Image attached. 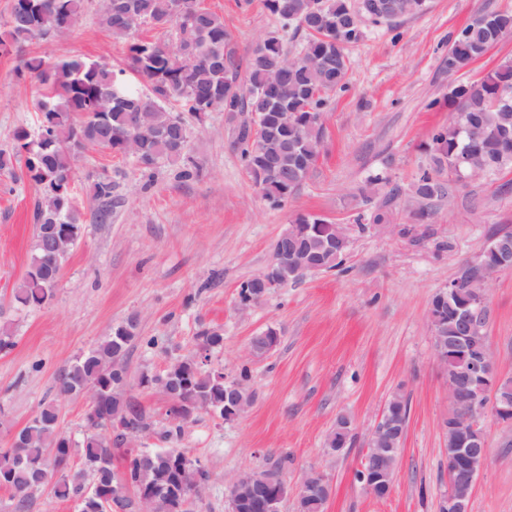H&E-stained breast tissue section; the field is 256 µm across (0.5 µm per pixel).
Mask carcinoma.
Segmentation results:
<instances>
[{
  "label": "carcinoma",
  "instance_id": "obj_1",
  "mask_svg": "<svg viewBox=\"0 0 512 512\" xmlns=\"http://www.w3.org/2000/svg\"><path fill=\"white\" fill-rule=\"evenodd\" d=\"M380 23L424 10L425 0H386ZM83 0H11L7 16L0 19V51L8 52L36 38L68 33L81 13ZM264 7L282 28L306 33L297 60L274 32L251 52L247 81H238L237 47L224 20L200 5V0H103L101 23L124 40L129 68L149 83L152 96L142 97L126 71L107 62L78 57L50 63L35 54L23 64L37 84L38 126L32 131L18 126L12 145L0 150V175L33 185L39 198L31 257L22 280L13 289L15 309H36L51 302L63 263L81 237L83 222L73 195L76 152L100 148L120 157H131L151 171L176 165L184 158L190 129L182 113L200 117L220 109L248 112L251 123L238 128L237 149L252 182L267 200L280 206L305 183L323 146L322 122L327 96L346 84L349 61L345 49L364 37L363 25L349 18L346 0H264ZM177 26L174 46L135 37L138 28L151 24ZM512 36V12L502 11L474 19L456 35L448 50V74L476 60L499 40ZM512 95V58L503 60L479 81L460 82L448 92V125L432 135L426 151L431 166L422 170L408 189L409 199L432 203L448 197L445 173L458 169L483 170L493 175L512 167V110L497 104ZM292 112L288 126L277 120L274 100ZM102 208L96 220L111 213L112 180L95 183ZM297 224L314 228L296 240L299 254L332 270L344 258H335L327 242L335 237L333 223L318 215H301ZM502 252L486 247L477 264L463 275H476L483 266L498 265ZM197 350L178 359L161 373L143 372L142 388L168 393L170 382L180 389L165 410L167 425L161 437L180 441L185 428L202 412L224 417V384L216 371L200 360L224 345L219 328L200 325ZM141 340L138 321L129 317L114 325L93 348L75 358L56 376L61 396L82 394L89 401L81 463H73L74 445L60 427L53 402L40 404L34 417L18 432L22 454L0 448V489L10 494L11 512H29L33 493L52 485L56 498L79 501V512H136L135 495L151 496L152 512H198L186 502L187 489L205 488L210 470L181 448L148 450L153 463L139 455L123 453L125 465L112 468L114 452L122 445L125 430L144 434L154 427L152 416L126 396L129 375L116 377L115 363L126 361L130 348ZM123 410V428L113 427L112 413ZM351 429L344 416L326 437L325 446L336 450L343 432Z\"/></svg>",
  "mask_w": 512,
  "mask_h": 512
}]
</instances>
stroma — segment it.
<instances>
[{
	"mask_svg": "<svg viewBox=\"0 0 512 512\" xmlns=\"http://www.w3.org/2000/svg\"><path fill=\"white\" fill-rule=\"evenodd\" d=\"M223 17L238 48L239 76L247 78L255 46L278 29L263 0H203ZM101 0H86L72 31L21 52L0 55V149L15 127L36 118L30 79L18 76L26 56L125 67L123 44L99 18ZM512 11V0H426V9L389 23L364 21L365 36L350 46L349 82L330 94L326 138L307 181L282 206L266 200L245 172L234 130L238 118L214 111L189 119L186 166L199 177L177 178L176 167L142 171L132 160L84 150L75 160L82 236L64 264L52 302L19 311L12 290L29 262L38 193L28 182L0 176V319L11 322L14 347L0 353V447L34 416L41 402L60 408V426L84 437L85 397H61L57 373L137 317L142 343L128 357V396L153 416L157 428L143 446L161 447L168 398L138 386L140 373L162 372L193 354L200 325L224 332L211 366L227 380H243L254 395L242 417L199 414L180 441L210 469L203 512H229L226 483L242 471H273L297 482L310 465L332 485L325 512H440L448 492V455L442 422L448 392L433 355L427 313L434 295L475 262L494 233L512 231V169L488 178L449 181L448 201L423 223L408 213L405 189L430 160L424 149L449 118L448 91L473 82L512 57V38L449 74L448 47L477 15ZM385 176L377 195L359 189ZM111 178L112 213L97 223L94 184ZM392 210L394 229L371 222L379 206ZM302 214L350 227L340 268L308 274L271 288L249 309L239 307L241 284L262 272L275 240ZM487 335L497 371L512 376V271L488 292ZM279 332L278 345L247 358L253 336ZM155 348H147V338ZM409 406L406 433L390 494L376 498L355 477L370 428L389 397ZM351 419L356 437L341 454L325 438L338 416ZM489 461L473 492L470 512H512V423L486 415Z\"/></svg>",
	"mask_w": 512,
	"mask_h": 512,
	"instance_id": "obj_1",
	"label": "stroma"
}]
</instances>
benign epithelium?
I'll return each mask as SVG.
<instances>
[{
  "instance_id": "obj_1",
  "label": "benign epithelium",
  "mask_w": 512,
  "mask_h": 512,
  "mask_svg": "<svg viewBox=\"0 0 512 512\" xmlns=\"http://www.w3.org/2000/svg\"><path fill=\"white\" fill-rule=\"evenodd\" d=\"M314 262L296 256L288 260L272 256L267 269L253 277L262 290L288 283V277L299 278L313 270ZM512 269V257L496 269H486L463 284L446 285L443 295L453 296L457 288H466V302L458 306L455 318L459 323L458 342L461 354L455 356L458 371L448 377V399L451 411L443 421L448 439V470L464 473V478L448 490L441 512H470L474 486L489 460V448L483 429V418L491 412L502 422H512V400L502 393L503 377L497 372L494 351L487 336L488 290L502 272ZM434 359L443 373H448V341L440 335V308L431 304L428 313ZM252 405L251 396L238 382L224 381V413L230 418L242 416ZM401 411L386 405L379 420L369 432L367 448L356 478L363 489L374 497L387 496L393 487L395 469L390 460L397 452L396 441L403 439ZM331 484L324 472L311 467L303 472L297 485L271 473L254 472L242 480L234 476L227 484L231 509L256 505L261 512H282L283 502L290 498L294 512H302V502L317 496H330Z\"/></svg>"
}]
</instances>
